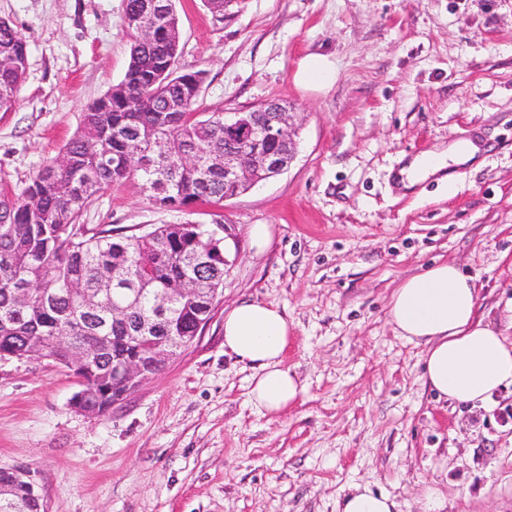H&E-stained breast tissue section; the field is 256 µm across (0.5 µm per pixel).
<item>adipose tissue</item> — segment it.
Instances as JSON below:
<instances>
[{"instance_id":"obj_1","label":"adipose tissue","mask_w":512,"mask_h":512,"mask_svg":"<svg viewBox=\"0 0 512 512\" xmlns=\"http://www.w3.org/2000/svg\"><path fill=\"white\" fill-rule=\"evenodd\" d=\"M480 151L469 140L411 160L399 176L410 188L436 176L452 182L448 167L471 161ZM479 294L471 276L451 262L431 265L404 278L394 289L388 321L406 340L422 346L424 373L438 396L460 404L482 405L512 386V341L478 315ZM289 325L276 306L242 302L224 316V347L255 370L250 400L277 416L306 393L305 384L286 368Z\"/></svg>"}]
</instances>
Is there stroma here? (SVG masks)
<instances>
[{
    "label": "stroma",
    "instance_id": "obj_1",
    "mask_svg": "<svg viewBox=\"0 0 512 512\" xmlns=\"http://www.w3.org/2000/svg\"><path fill=\"white\" fill-rule=\"evenodd\" d=\"M179 71H203V112L269 100L294 116L288 169L221 206L166 211L136 181L101 191L86 224L137 229L220 214L223 293L192 344L104 416L77 411L70 372L0 360V468L39 473L48 512H337L354 485L423 512H512V387L481 407L437 399L424 351L387 311L440 261L474 276L480 314L512 339V0H175ZM27 71L0 112V192L21 191L124 77L125 0H0ZM322 55L323 90L295 79ZM479 138L453 188L396 180L400 158ZM269 225L267 246L250 229ZM258 300L288 316L286 367L306 385L279 416L252 405L254 370L224 350V315Z\"/></svg>",
    "mask_w": 512,
    "mask_h": 512
}]
</instances>
